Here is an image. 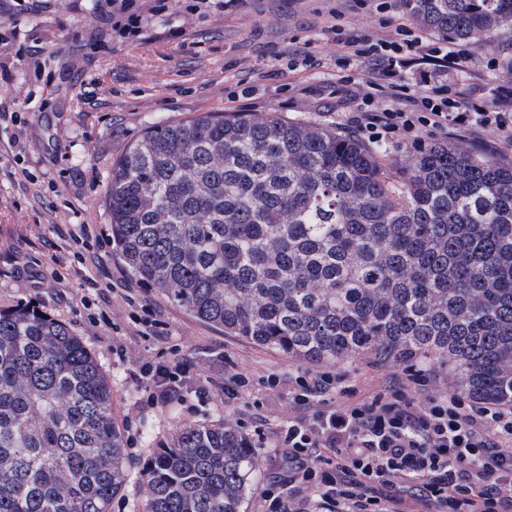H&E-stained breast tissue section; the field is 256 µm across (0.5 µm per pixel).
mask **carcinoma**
Listing matches in <instances>:
<instances>
[{"mask_svg": "<svg viewBox=\"0 0 512 512\" xmlns=\"http://www.w3.org/2000/svg\"><path fill=\"white\" fill-rule=\"evenodd\" d=\"M406 2L478 46L512 25V0ZM105 196L129 274L224 335L306 363L433 355L512 402V165L436 143L396 190L353 136L205 113L146 132ZM257 467L238 429L182 424L144 465L140 512H242ZM125 480L96 355L56 317L0 308V512H111Z\"/></svg>", "mask_w": 512, "mask_h": 512, "instance_id": "carcinoma-1", "label": "carcinoma"}]
</instances>
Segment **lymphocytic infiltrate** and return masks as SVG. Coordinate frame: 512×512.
I'll return each mask as SVG.
<instances>
[{
	"instance_id": "obj_1",
	"label": "lymphocytic infiltrate",
	"mask_w": 512,
	"mask_h": 512,
	"mask_svg": "<svg viewBox=\"0 0 512 512\" xmlns=\"http://www.w3.org/2000/svg\"><path fill=\"white\" fill-rule=\"evenodd\" d=\"M397 38L344 42L343 61H372L389 76L392 108L374 92H357L351 118L369 139L417 137L423 131L493 130L512 141V89L499 109L465 99L445 85L411 94L399 74L422 55L448 62V42L428 41L406 25ZM141 373L152 404L184 400L187 368L150 361ZM289 400L301 416L275 429L270 445L288 467L264 491L268 512H288L285 494L307 491L311 512H404L405 498L423 512H512V404L448 393L416 402L407 387L366 399L332 371L297 370Z\"/></svg>"
}]
</instances>
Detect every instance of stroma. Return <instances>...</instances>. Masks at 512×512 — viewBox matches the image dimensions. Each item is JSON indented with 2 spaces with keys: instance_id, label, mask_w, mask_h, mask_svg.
Here are the masks:
<instances>
[{
  "instance_id": "obj_1",
  "label": "stroma",
  "mask_w": 512,
  "mask_h": 512,
  "mask_svg": "<svg viewBox=\"0 0 512 512\" xmlns=\"http://www.w3.org/2000/svg\"><path fill=\"white\" fill-rule=\"evenodd\" d=\"M169 0L140 35L110 21L112 0H0V306L32 302L67 322L112 385V417L124 439L128 480L111 512H138L146 460L178 425L221 421L256 439L299 409L288 375L299 361L225 335L134 280L112 255L104 189L112 167L155 126L206 112H248L351 132L350 77L379 81L370 63L346 68L330 31L377 35L374 0H233L193 11ZM314 63L304 64L305 52ZM512 26L449 65L467 99L493 104L512 84ZM37 182L13 177L16 163ZM85 225L88 247L70 234ZM111 326L87 319L86 302ZM159 322L148 330L137 315ZM190 364L185 401L148 404L142 362ZM358 397L405 384L404 362L365 355L335 362ZM248 374L225 400L224 376ZM281 382L271 387L269 373ZM261 406H254V399Z\"/></svg>"
}]
</instances>
